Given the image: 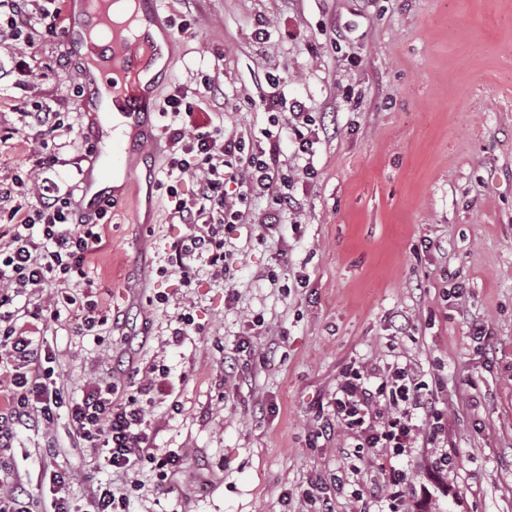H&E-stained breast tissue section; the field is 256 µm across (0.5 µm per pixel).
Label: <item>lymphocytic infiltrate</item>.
<instances>
[{
    "instance_id": "f902f5d3",
    "label": "lymphocytic infiltrate",
    "mask_w": 512,
    "mask_h": 512,
    "mask_svg": "<svg viewBox=\"0 0 512 512\" xmlns=\"http://www.w3.org/2000/svg\"><path fill=\"white\" fill-rule=\"evenodd\" d=\"M62 0H43L30 11L31 0H0V45L9 47L11 70L30 76L22 54L32 47L38 30L54 31L60 24ZM212 95L210 83L194 89L176 87L165 103L171 121L162 132L169 142L167 178L191 177L195 188L181 198L177 187L166 192L176 200L174 219L187 232L171 244L167 265L185 281H192L198 266L210 268L225 287H233L241 263L240 253L227 244L224 231L243 224L269 232L281 222V208L289 202L294 175L280 159L279 143H261L241 133H225L215 126L206 108ZM194 104H187V97ZM42 148L40 163L53 167L56 156L48 146L63 125L62 114L51 105L19 104ZM283 128L302 160L303 175H313L306 162L319 140V130L302 103H293ZM262 194L276 198L280 207L253 212L250 201ZM0 217L8 222L7 238L0 244V362L15 376L0 411V447H11L18 427L50 423L66 410L72 435L79 445L105 451V464L116 480L92 484L87 489L89 512H130L127 485L143 469L155 471L159 487L170 490V481L185 468L181 451L154 448L150 424L140 398L156 386L155 378L141 381L138 396L122 397L116 382H89L81 398L66 397L45 364L42 344L23 335L17 327V297L30 288L84 278L89 256L99 248L104 227L77 218L70 198L57 195L48 185L15 179L0 189ZM388 409H381V400ZM337 420L344 424L357 447L368 448L386 459L406 454L417 439L436 445L444 428V411L428 385L397 367L378 370L351 369L340 381L332 402Z\"/></svg>"
}]
</instances>
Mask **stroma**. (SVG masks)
<instances>
[{"label": "stroma", "instance_id": "stroma-1", "mask_svg": "<svg viewBox=\"0 0 512 512\" xmlns=\"http://www.w3.org/2000/svg\"><path fill=\"white\" fill-rule=\"evenodd\" d=\"M166 15L194 21L173 34L157 110L174 86H219L213 121L225 132L271 130L261 98L303 102L326 132L314 178L297 175L293 210L277 231H227L241 253L235 294L201 268L192 283L167 268L184 225L174 198L149 190L165 154L136 165L139 193L117 197L106 245L72 293L108 314L78 335L74 314L39 318L53 286L17 300L26 336L44 342L58 384L81 397L90 379L120 381L163 366L142 397L153 445L180 448L187 469L163 495L141 473L132 512H306L310 479L343 484L335 512H383L353 491L382 486L380 461L351 454L331 403L349 367H408L448 409L447 473L414 480L415 512H512V0H161ZM268 32L264 42L256 29ZM32 77L0 79V183L40 174V147L15 100L63 114L58 163L46 171L60 194H77L87 145L77 109L81 64L43 34L28 49ZM285 71L271 89L266 75ZM275 281H268L267 273ZM462 287L444 299L443 288ZM165 296L158 304L156 296ZM196 331L173 340L178 314ZM268 332L250 336L253 317ZM482 326L484 338L474 336ZM250 337L244 377L228 356ZM76 472L70 499L87 507V483L112 471L76 448L66 413L51 427L19 428L0 470L43 512L45 469Z\"/></svg>", "mask_w": 512, "mask_h": 512}]
</instances>
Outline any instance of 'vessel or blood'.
<instances>
[{
  "label": "vessel or blood",
  "mask_w": 512,
  "mask_h": 512,
  "mask_svg": "<svg viewBox=\"0 0 512 512\" xmlns=\"http://www.w3.org/2000/svg\"><path fill=\"white\" fill-rule=\"evenodd\" d=\"M133 31L83 11L68 0L61 39L70 54L83 63L84 94L78 109L86 119L84 134L93 144L80 179L78 207L95 217L104 202L115 196V165L144 150L154 138L147 109L151 83L140 75L156 60L160 49L152 30L165 17L157 0H139Z\"/></svg>",
  "instance_id": "obj_1"
}]
</instances>
